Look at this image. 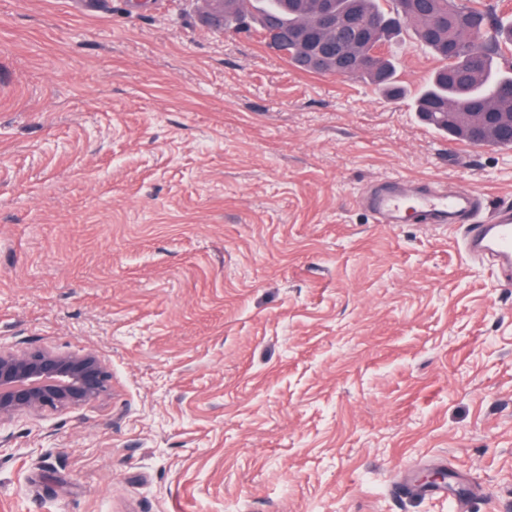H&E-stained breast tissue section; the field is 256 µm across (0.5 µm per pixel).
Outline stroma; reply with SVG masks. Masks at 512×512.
I'll return each instance as SVG.
<instances>
[{
	"label": "stroma",
	"mask_w": 512,
	"mask_h": 512,
	"mask_svg": "<svg viewBox=\"0 0 512 512\" xmlns=\"http://www.w3.org/2000/svg\"><path fill=\"white\" fill-rule=\"evenodd\" d=\"M203 0H0V347L110 393L0 423V512H512V280L393 177L512 204V149L301 71ZM429 469L462 502L395 485Z\"/></svg>",
	"instance_id": "35a3bbf8"
}]
</instances>
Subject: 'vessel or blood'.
<instances>
[{
  "label": "vessel or blood",
  "mask_w": 512,
  "mask_h": 512,
  "mask_svg": "<svg viewBox=\"0 0 512 512\" xmlns=\"http://www.w3.org/2000/svg\"><path fill=\"white\" fill-rule=\"evenodd\" d=\"M361 202L379 224L405 223L410 206L429 224H465L466 252L475 258L492 257L503 274L512 273V206L490 211L486 199L474 192L433 181L410 189L399 180L371 186Z\"/></svg>",
  "instance_id": "b4317fda"
}]
</instances>
